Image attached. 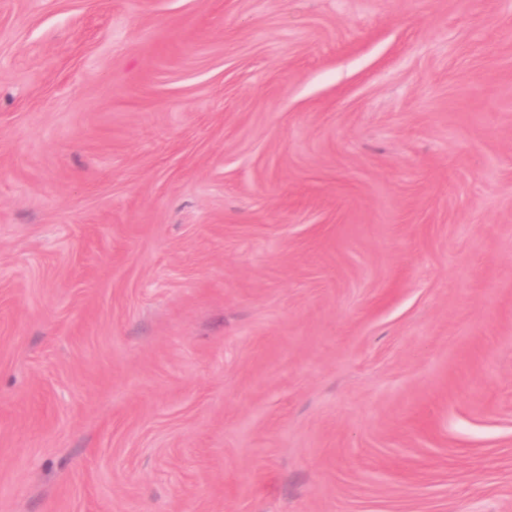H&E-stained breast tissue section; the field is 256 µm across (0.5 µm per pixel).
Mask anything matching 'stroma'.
Segmentation results:
<instances>
[{
	"mask_svg": "<svg viewBox=\"0 0 512 512\" xmlns=\"http://www.w3.org/2000/svg\"><path fill=\"white\" fill-rule=\"evenodd\" d=\"M0 512H512V0H0Z\"/></svg>",
	"mask_w": 512,
	"mask_h": 512,
	"instance_id": "obj_1",
	"label": "stroma"
}]
</instances>
